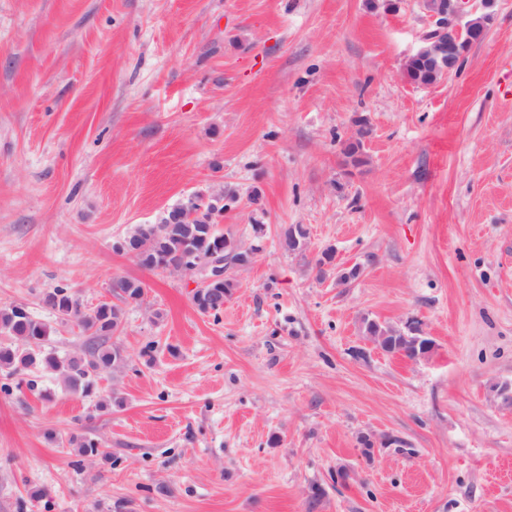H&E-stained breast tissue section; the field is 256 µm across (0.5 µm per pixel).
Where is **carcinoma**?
I'll return each instance as SVG.
<instances>
[{"instance_id":"cac0c4a2","label":"carcinoma","mask_w":512,"mask_h":512,"mask_svg":"<svg viewBox=\"0 0 512 512\" xmlns=\"http://www.w3.org/2000/svg\"><path fill=\"white\" fill-rule=\"evenodd\" d=\"M407 77L421 85L434 83L445 74L448 64L439 60L430 62H407ZM225 204L216 199L194 197L193 205L179 203L168 210L157 224H142L131 234L133 246L142 255L140 265L154 270L153 262L165 259L178 262L186 255L198 253L207 255L224 251L225 236L215 224L214 216L224 212ZM307 237V230L301 224H293L284 229L281 244L284 250H297V243ZM118 303H101L92 309L82 306L68 288L58 286L49 292V310L63 321H72L85 336L81 353L60 357L46 349L51 335L50 327L34 319L25 306L10 305L0 309V334L11 340L0 344V390H10L9 380L33 370H43L57 374L65 388L83 396L93 394L97 378L112 369L116 363L118 348L112 337L119 332L126 307L137 304V299L145 294L142 281L119 277L110 285ZM235 288V282L225 278L208 285L194 294L192 300L203 314L218 315L224 307V296ZM70 442L77 443L79 460L104 459L111 453L99 442L75 437Z\"/></svg>"}]
</instances>
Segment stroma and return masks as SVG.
<instances>
[{
	"label": "stroma",
	"instance_id": "obj_1",
	"mask_svg": "<svg viewBox=\"0 0 512 512\" xmlns=\"http://www.w3.org/2000/svg\"><path fill=\"white\" fill-rule=\"evenodd\" d=\"M470 10L482 37L418 85L421 0H0V307L62 356L83 336L46 292L146 285L93 395L0 392V512H512V0ZM228 189L218 230L264 234L219 315L113 250ZM326 248L360 277H317ZM412 319L416 361L363 333ZM74 434L111 461L76 468Z\"/></svg>",
	"mask_w": 512,
	"mask_h": 512
}]
</instances>
